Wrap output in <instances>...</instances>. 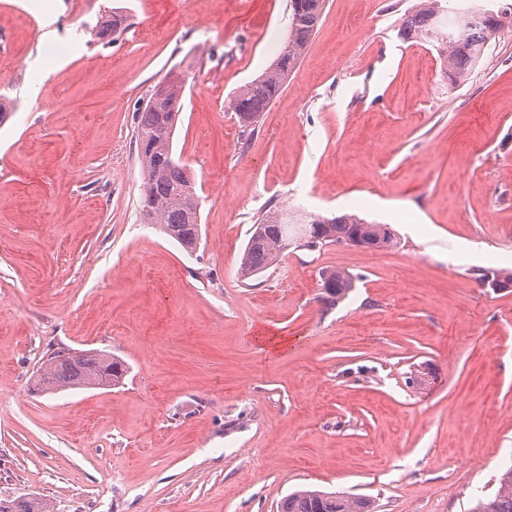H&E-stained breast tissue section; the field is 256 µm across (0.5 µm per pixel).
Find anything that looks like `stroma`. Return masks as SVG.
I'll use <instances>...</instances> for the list:
<instances>
[{
	"instance_id": "1",
	"label": "stroma",
	"mask_w": 512,
	"mask_h": 512,
	"mask_svg": "<svg viewBox=\"0 0 512 512\" xmlns=\"http://www.w3.org/2000/svg\"><path fill=\"white\" fill-rule=\"evenodd\" d=\"M72 2L0 0V499L278 512L310 488L468 512L512 466V287L484 280L512 272V28L453 85L398 35L417 0H327L247 137L235 97L276 58L290 0ZM115 8L128 28L98 37ZM172 72L192 253L139 217L136 114ZM273 206L355 214L397 244L292 246L241 279ZM325 269L355 283L333 307ZM62 347L123 360L122 385L31 395Z\"/></svg>"
}]
</instances>
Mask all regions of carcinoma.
Segmentation results:
<instances>
[{
	"label": "carcinoma",
	"instance_id": "cac0c4a2",
	"mask_svg": "<svg viewBox=\"0 0 512 512\" xmlns=\"http://www.w3.org/2000/svg\"><path fill=\"white\" fill-rule=\"evenodd\" d=\"M326 0H290L291 21L279 55L262 75L244 85L237 95L235 112L243 132L253 134L262 112L283 91L290 75L315 34ZM473 26L466 13L441 17L440 0H421L401 19L399 34L405 40L417 39L437 48L449 81H467L474 65L492 40L506 27H512V4L496 11V18L478 12ZM126 28L124 14L114 11L101 23L97 35H114ZM165 96L157 103L150 99L137 112L136 146L142 172L140 210L145 224H155L181 247L196 249L200 237V203L195 181L186 165L173 155V135L183 109L184 85L176 77H165ZM360 237L373 248H390L395 235L384 224L368 222L355 214L331 218L319 214L292 215L276 208L259 216L250 231L241 263L244 279L278 264L293 243L316 239L320 247ZM324 301L335 305L354 290L352 277L338 270L321 272ZM127 369L118 359L97 351H80L68 359L53 351L36 376V391L55 393L78 388H110L123 383ZM0 512H50L38 498L0 500ZM281 512H375L374 502L362 496H345L304 489L289 494ZM469 512H512V467L503 471L495 489L476 499Z\"/></svg>",
	"mask_w": 512,
	"mask_h": 512
}]
</instances>
